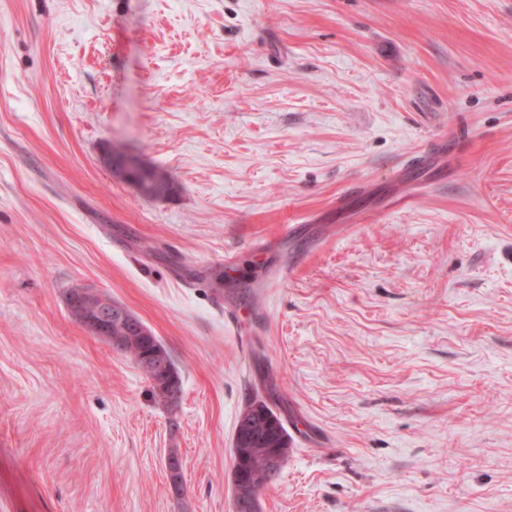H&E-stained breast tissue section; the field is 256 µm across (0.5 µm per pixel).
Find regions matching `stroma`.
Wrapping results in <instances>:
<instances>
[{
    "instance_id": "1",
    "label": "stroma",
    "mask_w": 512,
    "mask_h": 512,
    "mask_svg": "<svg viewBox=\"0 0 512 512\" xmlns=\"http://www.w3.org/2000/svg\"><path fill=\"white\" fill-rule=\"evenodd\" d=\"M256 394L261 512H512V0H0V512H234ZM124 145L112 143L106 145L100 154L101 163L111 174L131 185L144 198L151 200H167L175 196L177 186L174 179L164 170H157L154 166L145 163L138 156L128 152L117 156L114 152L125 151ZM153 172L151 179H139L137 174ZM172 190L175 192L172 193ZM127 311L133 316V322L112 323V320H126V312L118 306H114V308H102L101 305H99L95 316L88 319L84 327L95 336H105L104 341L111 345L113 344L116 351L120 352V347L122 353L128 354L150 382L152 394L155 399L169 409L168 399L165 395L166 390L164 389L162 381H159L158 383L155 382L154 374L165 380L164 385H169L171 387L173 399L175 402H178L180 398L182 386L180 374L176 370L174 363L169 356V353L157 339V337L153 334L150 337L142 336L140 334L139 325L145 326L144 323L132 312L129 310ZM111 328L112 333L110 336H108ZM157 347H160L164 351L167 359L171 364L172 370L170 369L168 361L163 352L158 349H154ZM152 349L154 350L151 353L141 358L143 353ZM140 358L147 367L141 363ZM149 367L152 371H150ZM173 372L180 382V392L174 384L176 379L173 375ZM239 418L255 424L252 434L237 435L235 428L233 438L234 458L236 454H243L247 460L239 457L234 464L235 499L238 509L250 512L256 510V503L248 478L260 496L279 477L290 452V442L284 421L261 398L249 400L240 411L237 422ZM258 511L259 505L255 512Z\"/></svg>"
}]
</instances>
